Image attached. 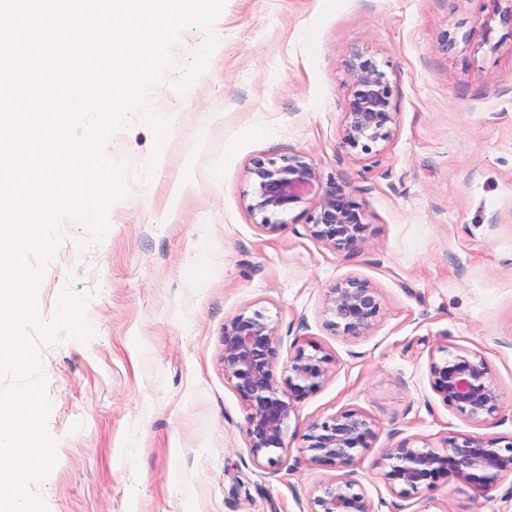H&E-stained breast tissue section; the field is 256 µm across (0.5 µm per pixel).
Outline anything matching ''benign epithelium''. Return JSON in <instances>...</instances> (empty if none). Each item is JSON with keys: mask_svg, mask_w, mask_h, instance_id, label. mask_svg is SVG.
Returning a JSON list of instances; mask_svg holds the SVG:
<instances>
[{"mask_svg": "<svg viewBox=\"0 0 512 512\" xmlns=\"http://www.w3.org/2000/svg\"><path fill=\"white\" fill-rule=\"evenodd\" d=\"M349 92L344 100L340 130L342 148L370 155L380 142L393 136L394 90L377 61L360 50H350L345 63ZM250 190L246 209L263 228L273 232L281 222L275 216L307 203L303 210L311 238L336 251L357 249L365 241L367 224L350 188L324 179L301 154L258 158L247 170ZM379 289L368 279L349 275L325 295L326 325L351 338L368 335L380 316ZM224 378L247 405L246 436L254 461L278 471L279 451L290 447L288 429L297 403L316 392L328 377L331 358L318 346H298L284 363V378L275 369L280 362L278 327L259 310L240 313L224 324L222 339ZM430 383L446 406L482 426L503 418V396L491 379L481 354L463 348L439 346L428 363ZM373 422L357 409L343 410L323 421L311 422L301 435V448L311 465H334L346 473L323 483L308 512H374L373 505L352 467L358 451L372 447ZM393 494L410 498L435 486L443 477L470 484L485 496L512 477V440L485 434L447 437L442 446L419 447L405 439L382 449L374 462Z\"/></svg>", "mask_w": 512, "mask_h": 512, "instance_id": "benign-epithelium-1", "label": "benign epithelium"}]
</instances>
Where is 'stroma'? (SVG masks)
<instances>
[{"instance_id":"35a3bbf8","label":"stroma","mask_w":512,"mask_h":512,"mask_svg":"<svg viewBox=\"0 0 512 512\" xmlns=\"http://www.w3.org/2000/svg\"><path fill=\"white\" fill-rule=\"evenodd\" d=\"M506 0H226L208 69L176 85L204 31L184 29L178 67L152 96L177 121L147 191L109 213L82 251L68 221L39 290L52 318L64 285L92 293L89 343L41 346L58 463L41 492L49 512H308L340 469L311 465L309 423L346 409L377 437L357 463L374 512H512V477L488 496L452 478L395 497L373 462L413 438L512 437V24ZM490 28H483V19ZM374 57L394 88L392 139L358 157L339 145L351 49ZM151 130L134 123L107 146L142 165ZM299 153L347 185L364 212L362 247L312 239L299 209L270 232L246 209L257 158ZM349 275L382 296L360 338L326 325L328 288ZM263 311L281 352L314 344L332 358L319 390L289 421L278 471L257 466L247 410L224 378V324ZM485 356L504 418L482 427L433 391L430 355Z\"/></svg>"}]
</instances>
